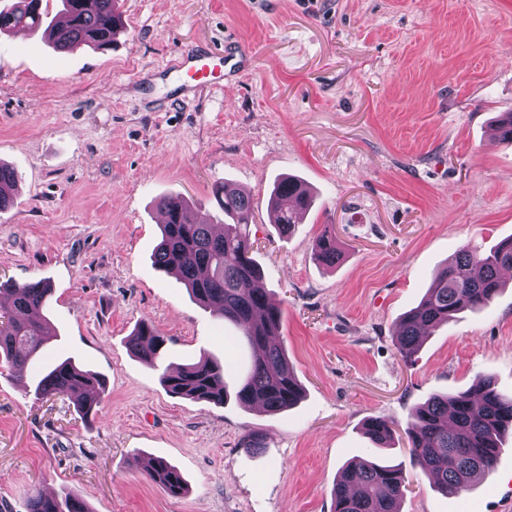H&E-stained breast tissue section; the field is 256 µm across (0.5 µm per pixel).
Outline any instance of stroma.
<instances>
[{
	"label": "stroma",
	"instance_id": "35a3bbf8",
	"mask_svg": "<svg viewBox=\"0 0 512 512\" xmlns=\"http://www.w3.org/2000/svg\"><path fill=\"white\" fill-rule=\"evenodd\" d=\"M108 50L57 51L0 35V163L17 196L0 212V281H48L52 353L105 381L94 414L38 400L0 368V512H26L32 487L92 512H331L341 468L401 464V512H512V439L459 497L411 463L410 410L465 391L476 375L512 395V273L492 305L427 335L411 360L400 318L464 245L512 237V146L491 123L512 112V0H118ZM238 40L251 70L189 104L169 77H139L182 49ZM294 176L314 195L292 236L267 209ZM229 180L254 205L260 284L282 311L279 342L303 388L270 414L235 400L177 397L127 341L149 323L162 368L208 356L236 390L252 359L240 330L156 271L160 196L216 206ZM336 267L313 259L322 231ZM395 424L372 446L368 419ZM263 436L251 451L244 440ZM175 466L170 495L142 469Z\"/></svg>",
	"mask_w": 512,
	"mask_h": 512
}]
</instances>
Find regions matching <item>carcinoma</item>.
<instances>
[{
	"label": "carcinoma",
	"mask_w": 512,
	"mask_h": 512,
	"mask_svg": "<svg viewBox=\"0 0 512 512\" xmlns=\"http://www.w3.org/2000/svg\"><path fill=\"white\" fill-rule=\"evenodd\" d=\"M43 0H14L0 9V34L14 29L41 33L60 51L89 47L104 50L122 28L117 0H61L63 25L49 19ZM498 140L512 145V112L494 120ZM17 190L14 172L0 164V212L14 203ZM219 212L199 216L178 195L158 199L157 207L167 214L161 225V241L154 256L156 270L175 272L192 297L212 307L225 320L242 328L253 350L252 364L235 391V399L246 406H258L277 413L301 398V385L288 364L285 350L272 337L278 335L282 312L262 288L246 290L242 285L261 279L262 270L253 255L250 224L251 198L226 180L215 185ZM314 198L300 180L288 177L272 189L269 208L274 224L289 236L300 213L310 209ZM342 256L336 237L323 234L314 247V260L334 266ZM512 268V238L484 252L464 246L435 275L419 304L408 311L396 330L399 354L410 358L426 329L448 324L458 314L488 308L502 286L501 270ZM52 294L44 281L0 282V298L8 296L11 311L0 320V366L13 377L24 379L47 346L51 326L43 316ZM164 337L147 323L140 324L128 340L130 352L154 368L162 356ZM160 381L175 396L222 405L228 398L224 368L207 359L162 373ZM103 380L77 366L71 359L48 363L34 382L37 398L65 397L84 416L100 403ZM371 443L385 448L393 439L392 423L372 418L365 423ZM512 434V398L501 395L491 382L478 375L470 387L452 397L435 396L414 407L406 435L411 455L432 487L448 496H460L482 474L490 471ZM148 477L172 495L182 494L180 472L155 459ZM406 491L405 474L398 465H380L367 460L348 463L333 488L332 512H400ZM28 512H92L80 498L66 494L46 497L35 488L28 495Z\"/></svg>",
	"instance_id": "obj_1"
}]
</instances>
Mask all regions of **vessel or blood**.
<instances>
[{
  "label": "vessel or blood",
  "instance_id": "obj_1",
  "mask_svg": "<svg viewBox=\"0 0 512 512\" xmlns=\"http://www.w3.org/2000/svg\"><path fill=\"white\" fill-rule=\"evenodd\" d=\"M210 57L211 52L207 49L188 50L182 52L173 63L166 65V72L178 74L183 96L196 94L198 88L208 82L223 87L225 82L243 73L252 63L249 49L239 41L225 45L224 70L220 75H213L209 71Z\"/></svg>",
  "mask_w": 512,
  "mask_h": 512
}]
</instances>
